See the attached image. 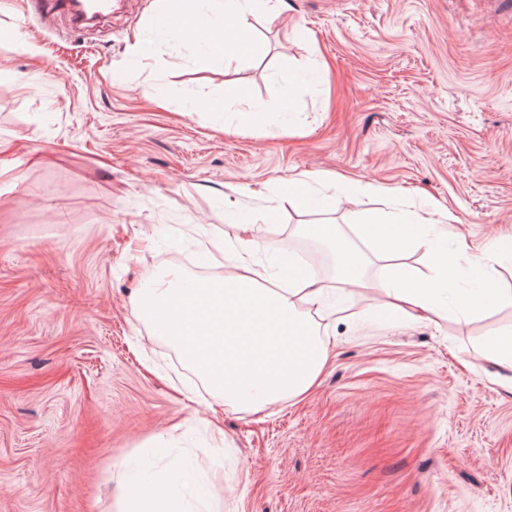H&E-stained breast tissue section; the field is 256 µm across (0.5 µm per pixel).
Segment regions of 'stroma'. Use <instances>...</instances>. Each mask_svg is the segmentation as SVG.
Segmentation results:
<instances>
[{
    "mask_svg": "<svg viewBox=\"0 0 512 512\" xmlns=\"http://www.w3.org/2000/svg\"><path fill=\"white\" fill-rule=\"evenodd\" d=\"M288 3L272 20L259 0L265 54L227 63L159 34L152 0L86 33L0 0V512H119L144 472L184 512H512V392L479 355L512 308L375 322L372 264L305 399L215 411L134 314L145 280L200 266L199 239L235 242V209L271 248L377 207L293 210L273 187L304 168L446 207L476 243L512 235V0ZM300 69L317 78L282 114ZM248 107L265 126L235 127Z\"/></svg>",
    "mask_w": 512,
    "mask_h": 512,
    "instance_id": "stroma-1",
    "label": "stroma"
}]
</instances>
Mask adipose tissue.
I'll return each mask as SVG.
<instances>
[{
  "label": "adipose tissue",
  "instance_id": "adipose-tissue-1",
  "mask_svg": "<svg viewBox=\"0 0 512 512\" xmlns=\"http://www.w3.org/2000/svg\"><path fill=\"white\" fill-rule=\"evenodd\" d=\"M253 0H157L156 23L171 30L173 21L201 22L224 37L211 41L210 52L228 60L262 56L266 47L255 37L249 18ZM313 171L302 169L275 189L295 210L335 207L337 196L377 194L370 184H342L339 194L314 196ZM359 230L369 244L361 250L335 224H303V234L331 248L338 264L339 285L367 287L369 259L382 261L379 286L384 310L405 313L418 308L439 313L458 309L464 319L489 307L512 306V289L502 287L495 266L501 241L485 239L475 247L449 246L453 214L444 207L382 213L363 211ZM262 246L259 236L237 239V270L204 281L188 279L170 269L149 278L135 301L139 320L169 343L206 384L211 398L232 409H263L284 399L305 395L327 360V343L319 326L301 313L298 303L324 312L326 298L320 279L295 259L282 258L277 267L286 286L262 285L251 259ZM423 251L424 268H411L402 258ZM121 512H182L164 481L137 482L120 491Z\"/></svg>",
  "mask_w": 512,
  "mask_h": 512
}]
</instances>
